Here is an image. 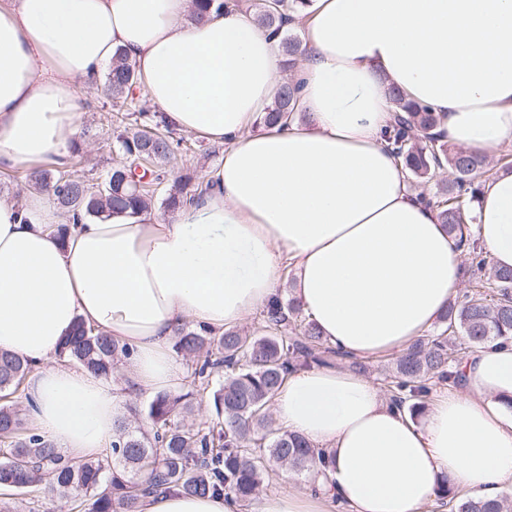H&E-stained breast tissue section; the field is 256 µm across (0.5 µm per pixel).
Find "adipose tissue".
Here are the masks:
<instances>
[{
  "label": "adipose tissue",
  "instance_id": "adipose-tissue-1",
  "mask_svg": "<svg viewBox=\"0 0 512 512\" xmlns=\"http://www.w3.org/2000/svg\"><path fill=\"white\" fill-rule=\"evenodd\" d=\"M123 51L172 129L223 146L201 199L56 228L53 192L0 196V350L31 363L25 395L64 455L112 444L111 379L57 354L77 320L131 350L133 388L178 387L175 329L240 326L275 297L283 270L324 340L355 357L405 352L461 286L459 250L407 183L383 137L388 89L441 116L448 141L480 155L512 143V0H312L294 72L298 116L255 130L282 83L278 34L244 11L197 19L191 0H0V170L62 167L82 95ZM471 231L512 268V172L484 180ZM461 385L420 421L365 376H289L279 422L330 457L318 495L289 489L259 512H421L442 477L495 497L512 480V345L470 351ZM141 512H238L230 497L166 494Z\"/></svg>",
  "mask_w": 512,
  "mask_h": 512
}]
</instances>
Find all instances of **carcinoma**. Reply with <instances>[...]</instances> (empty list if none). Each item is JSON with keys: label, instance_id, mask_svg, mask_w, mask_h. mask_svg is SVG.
Listing matches in <instances>:
<instances>
[{"label": "carcinoma", "instance_id": "cac0c4a2", "mask_svg": "<svg viewBox=\"0 0 512 512\" xmlns=\"http://www.w3.org/2000/svg\"><path fill=\"white\" fill-rule=\"evenodd\" d=\"M308 0H258L255 20L281 35L286 63L301 53V42L287 34ZM138 76L121 51L104 79V96L112 102V167L82 180L67 170L29 174L35 183L54 184L57 205L79 220H103L144 210L162 194V205L174 212L199 198L203 183L189 175L172 180L166 166L179 147L159 112L137 105ZM296 87L286 80L262 116L273 127L294 113ZM393 122L386 140L416 180L432 182L439 171L455 175L446 188L424 197L448 226L458 247L469 256L472 287L448 302L432 335L416 339L398 356L386 376L390 403L418 415L437 385L460 384L459 357L490 343L512 341V268L492 266L471 237V203L480 191L476 176L485 157L463 150L448 151L438 132L441 116L408 102L390 88ZM261 333L237 329L219 337L200 326L175 330L174 348L192 359L190 374L178 393L160 392L140 410L150 431L117 422L111 452L97 458H66L52 441L26 426L27 413L12 404L33 367L24 359L0 352V488L39 487L73 503L81 512H139L143 499L164 493L189 496L230 495L242 512L258 498L271 464L305 472L310 490L326 474L327 454L304 438L272 428L270 408L288 375L313 365L343 363L364 369L357 359L327 345L298 303L276 297L262 310ZM128 356L107 334L78 322L58 353L61 363H75L104 376L112 375L119 357ZM209 398L212 414L189 418L192 398ZM437 496L452 504L451 512H512V497L489 500L461 497L445 480Z\"/></svg>", "mask_w": 512, "mask_h": 512}]
</instances>
